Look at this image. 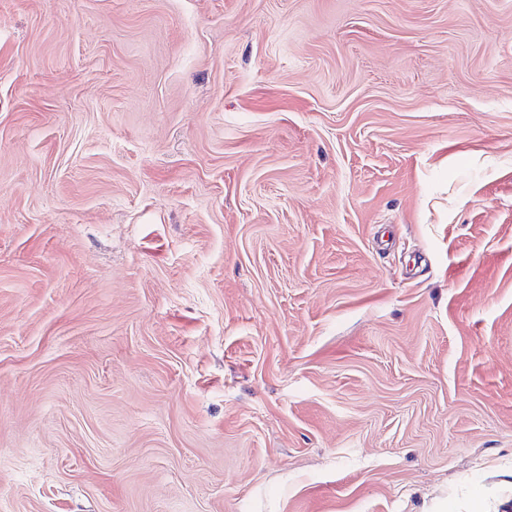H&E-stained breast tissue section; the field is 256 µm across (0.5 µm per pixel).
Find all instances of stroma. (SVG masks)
<instances>
[{
    "instance_id": "1",
    "label": "stroma",
    "mask_w": 512,
    "mask_h": 512,
    "mask_svg": "<svg viewBox=\"0 0 512 512\" xmlns=\"http://www.w3.org/2000/svg\"><path fill=\"white\" fill-rule=\"evenodd\" d=\"M512 512V0H0V512Z\"/></svg>"
}]
</instances>
